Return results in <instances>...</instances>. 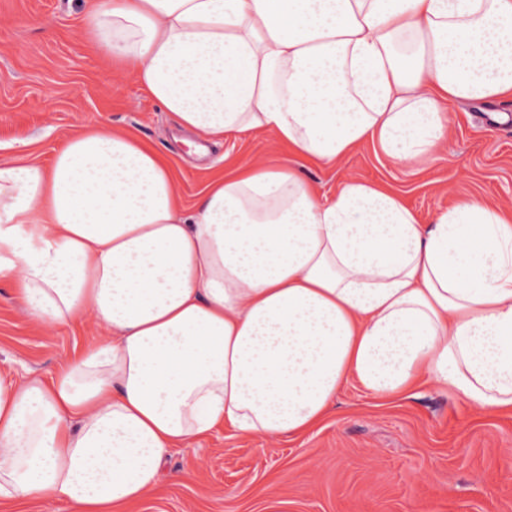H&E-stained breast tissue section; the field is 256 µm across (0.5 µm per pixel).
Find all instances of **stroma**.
<instances>
[{
	"label": "stroma",
	"mask_w": 512,
	"mask_h": 512,
	"mask_svg": "<svg viewBox=\"0 0 512 512\" xmlns=\"http://www.w3.org/2000/svg\"><path fill=\"white\" fill-rule=\"evenodd\" d=\"M85 0H0V162L27 139L43 162L80 124L132 132L169 155L193 203L225 161L274 162L287 150L270 139L226 138L205 157L177 142L166 112L112 67L82 34ZM481 102L449 108L447 138L426 168L365 148L342 170L302 174L334 196L341 173L390 184L420 221L449 197L512 202V132L477 120ZM82 329L44 331L0 279V369L50 376ZM130 512H512V415L491 414L431 385L389 400L348 384L329 416L282 442L231 431L178 448L156 489Z\"/></svg>",
	"instance_id": "obj_1"
}]
</instances>
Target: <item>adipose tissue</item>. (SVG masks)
I'll return each mask as SVG.
<instances>
[{"mask_svg":"<svg viewBox=\"0 0 512 512\" xmlns=\"http://www.w3.org/2000/svg\"><path fill=\"white\" fill-rule=\"evenodd\" d=\"M82 32L186 136L406 163L449 104L512 98V0H91ZM42 328L92 327L50 377L0 372V502L125 512L177 448L295 439L349 380L512 412V203L420 223L387 186L333 198L250 161L194 205L171 160L85 123L0 163V278Z\"/></svg>","mask_w":512,"mask_h":512,"instance_id":"1","label":"adipose tissue"}]
</instances>
